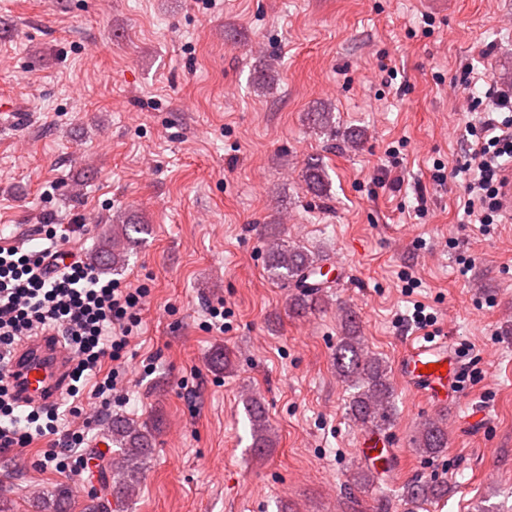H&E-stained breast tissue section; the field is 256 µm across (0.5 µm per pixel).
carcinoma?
<instances>
[{"label": "carcinoma", "instance_id": "1", "mask_svg": "<svg viewBox=\"0 0 512 512\" xmlns=\"http://www.w3.org/2000/svg\"><path fill=\"white\" fill-rule=\"evenodd\" d=\"M307 190L321 194L326 189L327 175L322 161L311 158L307 161L304 175ZM145 232L141 224L124 222L112 225V236L99 247L97 259L106 270L120 271L128 261V244L135 235ZM276 237L266 255V269L273 279L292 289L290 309L298 314L319 308L327 297L326 282L316 280L320 275L321 255L302 246L278 238V228L270 225ZM343 336L336 348V369L339 377L352 390L349 414L365 428L381 429L395 415L394 393L387 379L384 362L363 352L362 340L354 316L345 312L342 318ZM252 436V448L262 454L274 446L276 435L269 423L264 404L258 397L245 403ZM111 441L120 449L124 464L116 469L110 467L100 471V493L92 494L85 512H111L110 499L128 503L139 486L141 475L152 455L156 436L153 429L140 425L128 417L115 413L111 417ZM448 445V429L438 422L424 424L416 439V451L433 455ZM445 493L444 486L412 481L403 487L402 497L416 504ZM69 492L61 488L39 503L41 512H65Z\"/></svg>", "mask_w": 512, "mask_h": 512}]
</instances>
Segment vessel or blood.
Segmentation results:
<instances>
[{
  "mask_svg": "<svg viewBox=\"0 0 512 512\" xmlns=\"http://www.w3.org/2000/svg\"><path fill=\"white\" fill-rule=\"evenodd\" d=\"M72 354L54 333L23 341L13 352L11 369L16 395L25 406L47 407L65 393ZM458 363L448 339L427 336L405 346L398 360L402 384L427 403L447 405L457 391Z\"/></svg>",
  "mask_w": 512,
  "mask_h": 512,
  "instance_id": "vessel-or-blood-1",
  "label": "vessel or blood"
}]
</instances>
